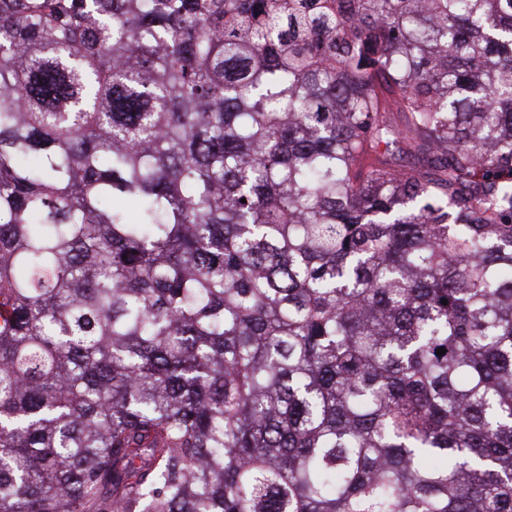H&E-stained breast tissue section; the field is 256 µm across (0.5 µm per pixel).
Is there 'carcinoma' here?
Here are the masks:
<instances>
[{"label": "carcinoma", "instance_id": "obj_1", "mask_svg": "<svg viewBox=\"0 0 512 512\" xmlns=\"http://www.w3.org/2000/svg\"><path fill=\"white\" fill-rule=\"evenodd\" d=\"M0 512H512V0H0Z\"/></svg>", "mask_w": 512, "mask_h": 512}]
</instances>
